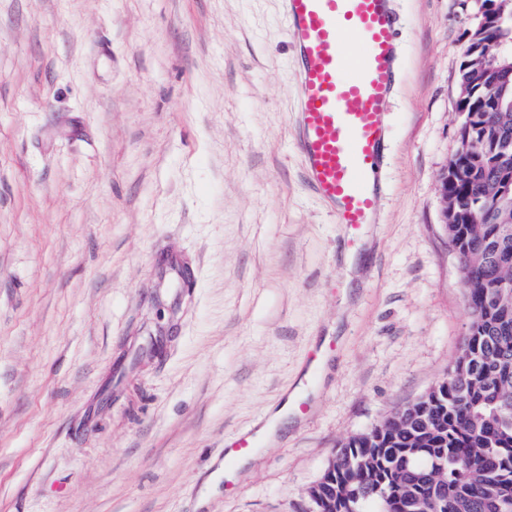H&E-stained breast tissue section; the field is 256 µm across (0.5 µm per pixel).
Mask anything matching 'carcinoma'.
<instances>
[{"label": "carcinoma", "instance_id": "1", "mask_svg": "<svg viewBox=\"0 0 512 512\" xmlns=\"http://www.w3.org/2000/svg\"><path fill=\"white\" fill-rule=\"evenodd\" d=\"M488 62L459 68L461 143L448 165V242L469 315L462 354L426 393L340 445L322 512H512V98L490 59L512 40V0L483 24Z\"/></svg>", "mask_w": 512, "mask_h": 512}]
</instances>
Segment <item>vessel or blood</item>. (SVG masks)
Here are the masks:
<instances>
[{"label":"vessel or blood","instance_id":"vessel-or-blood-1","mask_svg":"<svg viewBox=\"0 0 512 512\" xmlns=\"http://www.w3.org/2000/svg\"><path fill=\"white\" fill-rule=\"evenodd\" d=\"M296 83L294 144L305 180L348 233L372 223L384 189V115L400 81L393 0H282ZM258 443L244 430L224 462Z\"/></svg>","mask_w":512,"mask_h":512}]
</instances>
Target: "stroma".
<instances>
[{"mask_svg":"<svg viewBox=\"0 0 512 512\" xmlns=\"http://www.w3.org/2000/svg\"><path fill=\"white\" fill-rule=\"evenodd\" d=\"M395 7L387 190L353 238L303 179L281 0H0V512H307L341 441L445 376L479 6ZM316 348L308 411L225 492V441Z\"/></svg>","mask_w":512,"mask_h":512,"instance_id":"1","label":"stroma"}]
</instances>
